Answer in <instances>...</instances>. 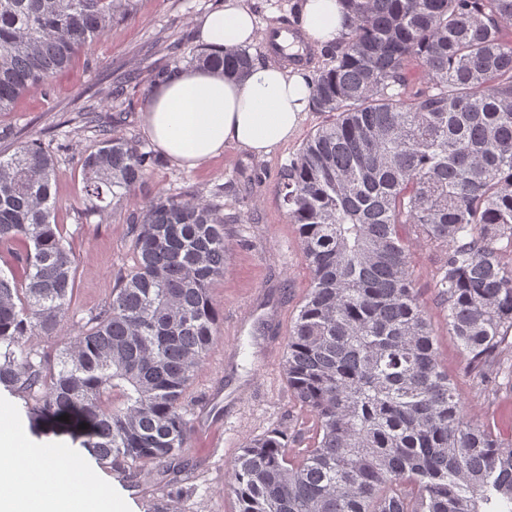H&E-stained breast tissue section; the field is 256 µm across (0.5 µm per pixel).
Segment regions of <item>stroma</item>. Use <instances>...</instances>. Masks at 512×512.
<instances>
[{"mask_svg":"<svg viewBox=\"0 0 512 512\" xmlns=\"http://www.w3.org/2000/svg\"><path fill=\"white\" fill-rule=\"evenodd\" d=\"M224 0H139L134 17L86 44L71 68L49 82L48 93L22 97L13 111L0 114V155L13 154L28 138L40 139L56 158L53 191L55 220L71 243L76 265L74 308L61 336H77L90 312L112 296L121 273L133 264L126 211H91L83 191L82 159L99 141L79 112L93 106L111 112L115 131L146 140L143 112L152 89L151 68L174 61L189 65L199 52L196 23ZM123 88L133 109L112 113L111 92ZM325 121L307 112L299 134L264 156L235 146L193 169L161 158L147 176V189L176 196L218 200L241 221L225 227L228 243L223 277L209 287L218 329L188 392L187 417L195 433L176 478L127 463H100L84 451L80 430L67 425H32L18 396L0 390V425H13L27 448L68 453L90 475L108 483L124 512H239L228 490L232 466L251 440L279 430L293 454L311 443L312 417L293 398L283 374L284 345L310 274L295 225L289 224L276 190L281 165L295 156ZM443 249L425 241L410 246V272L436 334L438 360L456 382L464 417L485 423L491 400L466 372V361L448 332L437 303L439 260Z\"/></svg>","mask_w":512,"mask_h":512,"instance_id":"35a3bbf8","label":"stroma"}]
</instances>
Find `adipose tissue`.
<instances>
[{"label":"adipose tissue","mask_w":512,"mask_h":512,"mask_svg":"<svg viewBox=\"0 0 512 512\" xmlns=\"http://www.w3.org/2000/svg\"><path fill=\"white\" fill-rule=\"evenodd\" d=\"M303 29L321 44L341 41V0H304ZM258 25L245 0H224L198 25V42L215 52L255 43ZM312 89L300 71L254 63L244 78H230L204 66L180 69L154 89L143 121L150 141L174 164L194 168L233 144L252 154H269L299 130L311 106ZM44 487L43 512H65L75 500L115 512L110 487L78 468L73 458L52 448L16 447L0 440V487L27 494Z\"/></svg>","instance_id":"obj_1"}]
</instances>
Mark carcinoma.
I'll use <instances>...</instances> for the list:
<instances>
[{"label":"carcinoma","mask_w":512,"mask_h":512,"mask_svg":"<svg viewBox=\"0 0 512 512\" xmlns=\"http://www.w3.org/2000/svg\"><path fill=\"white\" fill-rule=\"evenodd\" d=\"M138 0H0V113L46 89ZM347 33L311 70L328 120L278 172L311 273L285 343L288 389L314 419L290 460L282 432L234 463L239 512H512V412L472 425L439 364L401 229L452 242L448 332L494 396L512 388V0H343ZM240 76L248 50L201 54ZM178 65L154 68L150 86ZM83 158L91 207L127 205L157 156L108 130ZM54 163L32 140L0 155V388L36 424L87 425L101 461L169 476L194 425L185 402L217 333L208 285L235 214L159 192L129 214L134 266L81 332L73 252L55 223Z\"/></svg>","instance_id":"carcinoma-1"}]
</instances>
